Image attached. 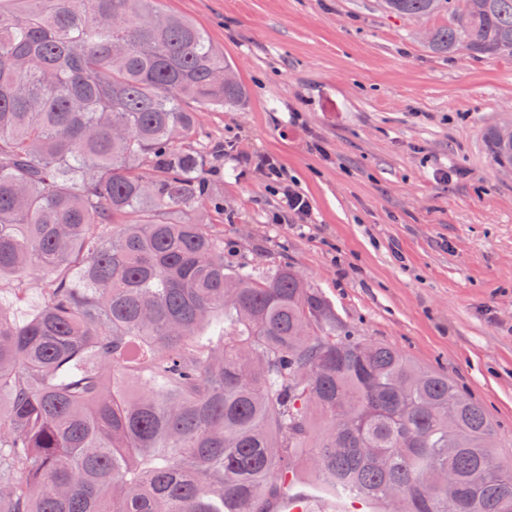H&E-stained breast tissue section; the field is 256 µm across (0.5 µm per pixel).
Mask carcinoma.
Here are the masks:
<instances>
[{"instance_id": "cac0c4a2", "label": "carcinoma", "mask_w": 512, "mask_h": 512, "mask_svg": "<svg viewBox=\"0 0 512 512\" xmlns=\"http://www.w3.org/2000/svg\"><path fill=\"white\" fill-rule=\"evenodd\" d=\"M463 44L512 57V0H462L429 41ZM246 97L158 0H0V287L24 269L15 298H42L0 306V512H512L447 374L352 336L294 266L227 260L198 112ZM307 471L317 494H292ZM0 298L2 304L14 309L15 315L20 321L28 318L41 303L40 296L35 292L30 293L25 300L15 302L14 294L8 288L1 289Z\"/></svg>"}]
</instances>
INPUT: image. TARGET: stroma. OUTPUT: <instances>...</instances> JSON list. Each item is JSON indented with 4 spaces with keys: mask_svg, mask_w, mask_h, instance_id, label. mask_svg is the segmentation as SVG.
<instances>
[{
    "mask_svg": "<svg viewBox=\"0 0 512 512\" xmlns=\"http://www.w3.org/2000/svg\"><path fill=\"white\" fill-rule=\"evenodd\" d=\"M160 6L199 23L250 90L199 116L231 147L211 175L229 262L292 264L352 335L447 372L512 465V168L485 147L512 123V58L435 54L448 12L406 18L382 0ZM262 155L309 197L312 223L274 221Z\"/></svg>",
    "mask_w": 512,
    "mask_h": 512,
    "instance_id": "stroma-1",
    "label": "stroma"
}]
</instances>
